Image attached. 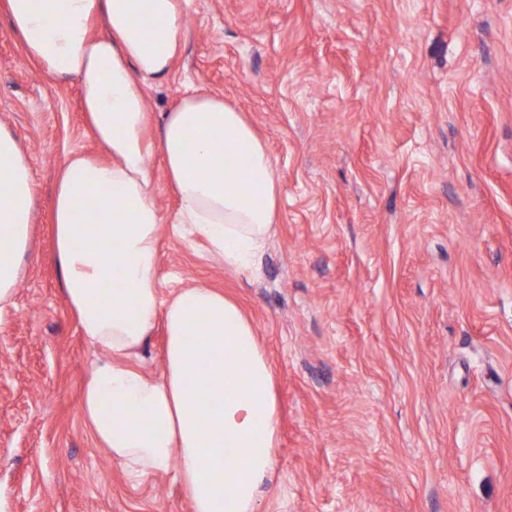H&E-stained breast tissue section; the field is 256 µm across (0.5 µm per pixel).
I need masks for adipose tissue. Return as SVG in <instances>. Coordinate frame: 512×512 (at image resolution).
<instances>
[{"instance_id":"obj_1","label":"adipose tissue","mask_w":512,"mask_h":512,"mask_svg":"<svg viewBox=\"0 0 512 512\" xmlns=\"http://www.w3.org/2000/svg\"><path fill=\"white\" fill-rule=\"evenodd\" d=\"M193 0H0L26 57L77 80L105 158L67 155L54 195L65 298L100 351L81 412L93 438L134 480L176 470L192 512H260L278 442L275 374L237 302L196 285L159 294L148 160L160 150L193 225L225 267L252 271L278 222L273 161L243 113L196 91L148 136L149 80L180 55ZM148 24H141V17ZM34 183L18 138L0 126V306L10 302L31 240ZM166 370L129 362L156 320Z\"/></svg>"}]
</instances>
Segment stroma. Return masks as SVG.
I'll return each mask as SVG.
<instances>
[{
    "instance_id": "35a3bbf8",
    "label": "stroma",
    "mask_w": 512,
    "mask_h": 512,
    "mask_svg": "<svg viewBox=\"0 0 512 512\" xmlns=\"http://www.w3.org/2000/svg\"><path fill=\"white\" fill-rule=\"evenodd\" d=\"M223 98L266 143L276 233L224 267L150 159L160 295L203 284L254 321L279 408L268 512H512V0H194L151 112ZM76 80L0 15V124L36 212L0 309V512H191L174 474L129 478L81 398L98 350L53 251L66 154L101 155Z\"/></svg>"
}]
</instances>
